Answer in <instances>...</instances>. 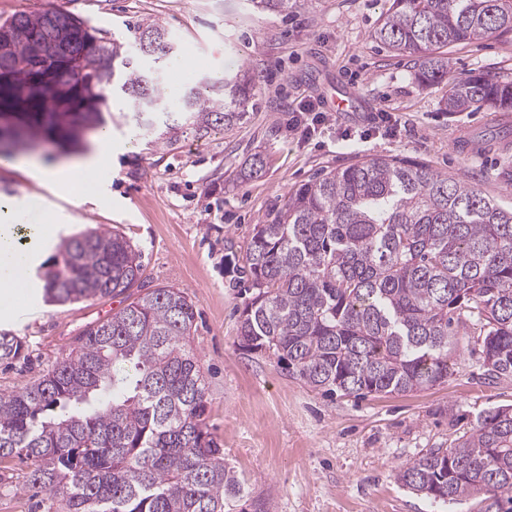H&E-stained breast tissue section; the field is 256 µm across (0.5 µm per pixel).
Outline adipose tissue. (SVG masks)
Here are the masks:
<instances>
[{"mask_svg":"<svg viewBox=\"0 0 512 512\" xmlns=\"http://www.w3.org/2000/svg\"><path fill=\"white\" fill-rule=\"evenodd\" d=\"M35 200L22 202L0 200V307L9 308L18 294L28 288L30 268L41 248L52 239L56 226L52 223L33 225L28 249L14 243L13 227L24 210L35 207Z\"/></svg>","mask_w":512,"mask_h":512,"instance_id":"obj_1","label":"adipose tissue"}]
</instances>
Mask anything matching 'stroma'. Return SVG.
<instances>
[{"label": "stroma", "mask_w": 512, "mask_h": 512, "mask_svg": "<svg viewBox=\"0 0 512 512\" xmlns=\"http://www.w3.org/2000/svg\"><path fill=\"white\" fill-rule=\"evenodd\" d=\"M388 0H297L288 13L259 11L251 0H0V21L47 8L90 21L104 37L148 20L179 48L161 70L163 88L202 76L258 75L262 90L246 119L204 131L185 124L176 101L146 131L123 99L107 100L112 156L92 173L104 197H61L16 161L0 158L9 198L44 199L21 225L52 214L58 240L116 229L141 251L146 287L170 286L196 306L192 347L209 387V430L225 459L270 512H485L481 496L443 504L410 492L395 469L469 433L478 414L512 405V376L489 377L477 334H460L448 379L407 394L365 398L309 388L286 363L243 346L247 300L236 262L255 224L323 169L373 158L413 160L469 183L512 210V112L448 113L445 84L424 87L409 57L373 33ZM450 76L491 72L512 80V35L445 47ZM370 111L397 113L401 130L368 133L369 113L334 112L311 138L288 129L287 110L325 97L335 83ZM264 172L244 174L254 155ZM125 297L48 304L27 291L0 312V332L17 336L25 360L0 362V395L36 380L65 357L89 324L124 307ZM29 309L17 319L19 309ZM29 463H0V512H48L46 492L28 488Z\"/></svg>", "instance_id": "obj_1"}]
</instances>
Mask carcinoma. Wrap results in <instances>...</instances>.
I'll return each mask as SVG.
<instances>
[{
	"instance_id": "cac0c4a2",
	"label": "carcinoma",
	"mask_w": 512,
	"mask_h": 512,
	"mask_svg": "<svg viewBox=\"0 0 512 512\" xmlns=\"http://www.w3.org/2000/svg\"><path fill=\"white\" fill-rule=\"evenodd\" d=\"M288 12L293 0H252ZM512 33V0H392L374 39L417 61L423 85L448 83L445 111L512 112V81L448 77L437 49ZM174 54L168 30L145 23L107 39L63 10L0 22V75L13 76L0 110L23 147L62 124L104 123L107 94L139 114L165 110L155 64ZM46 74L38 91L31 71ZM254 76L205 77L180 112L198 129L244 119ZM238 273L252 296L239 317L250 350L287 362L306 385L366 397L448 379L454 336H483L492 377L512 375V211L423 164L374 157L321 172L254 226ZM142 253L117 230L66 241L38 275L56 302L124 295L68 356L32 384L0 395V462H33L28 485L66 512H267L250 497L206 420L208 386L191 345L193 301L176 288L144 293ZM0 333V361L25 358ZM403 486L448 504L481 494L485 512L512 505V407L485 411L469 434L395 471Z\"/></svg>"
}]
</instances>
